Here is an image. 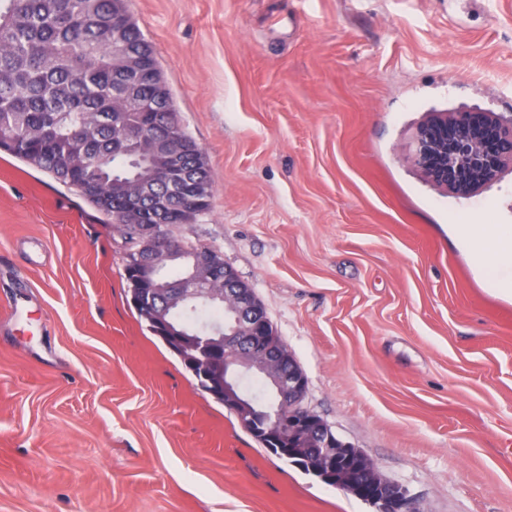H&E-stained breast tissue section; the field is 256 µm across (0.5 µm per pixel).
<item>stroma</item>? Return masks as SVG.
<instances>
[{"mask_svg":"<svg viewBox=\"0 0 512 512\" xmlns=\"http://www.w3.org/2000/svg\"><path fill=\"white\" fill-rule=\"evenodd\" d=\"M215 179L183 235L254 288L308 407L423 512H512V295L430 112L512 118V0H128ZM123 243L0 153V512H374L272 454L142 322Z\"/></svg>","mask_w":512,"mask_h":512,"instance_id":"obj_1","label":"stroma"}]
</instances>
